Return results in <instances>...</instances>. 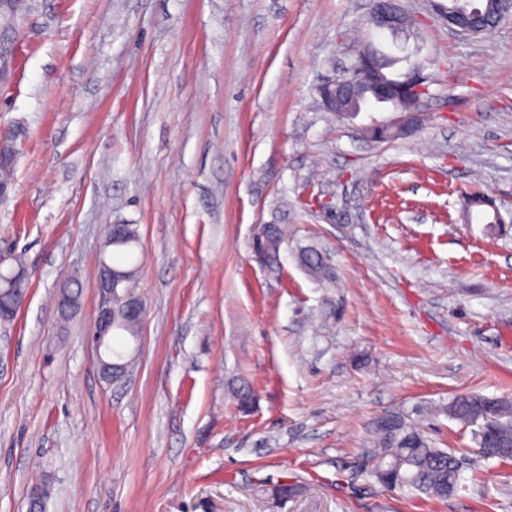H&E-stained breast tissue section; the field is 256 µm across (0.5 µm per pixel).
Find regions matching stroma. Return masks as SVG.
<instances>
[{"label": "stroma", "instance_id": "obj_1", "mask_svg": "<svg viewBox=\"0 0 512 512\" xmlns=\"http://www.w3.org/2000/svg\"><path fill=\"white\" fill-rule=\"evenodd\" d=\"M404 5L421 25L380 45L418 52L431 96L409 137L372 143L390 106L340 120L317 92L354 62L368 0H32L0 79V247L30 274L0 325V512H30L43 479V512H512V462L428 412L512 397V220L462 217L474 189L512 211V16L464 38ZM111 224L139 227L145 307L113 385L86 339ZM262 224L288 227L276 273L250 250ZM311 245L333 283L297 264ZM389 411L458 449L455 494L371 477Z\"/></svg>", "mask_w": 512, "mask_h": 512}]
</instances>
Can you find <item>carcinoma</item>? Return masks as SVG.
Segmentation results:
<instances>
[{"label":"carcinoma","instance_id":"cac0c4a2","mask_svg":"<svg viewBox=\"0 0 512 512\" xmlns=\"http://www.w3.org/2000/svg\"><path fill=\"white\" fill-rule=\"evenodd\" d=\"M125 239L107 240L112 248V258L102 257L110 266L128 274L124 287H133L139 270L134 260L135 249L141 236L136 224L124 225ZM285 243V233L278 224H265L251 243L254 253L265 252L270 257L268 267L276 268ZM299 264L317 281L333 277L331 266L322 254L308 246L299 251ZM430 411L444 414L449 419L471 428L476 444V454L484 459L512 460V399L487 397L478 393H463L446 404H436ZM374 456L379 458L377 472L379 483L389 489H408L430 499L448 497V486L459 485L461 468L454 448H440L427 435L400 412L392 419L372 429Z\"/></svg>","mask_w":512,"mask_h":512}]
</instances>
